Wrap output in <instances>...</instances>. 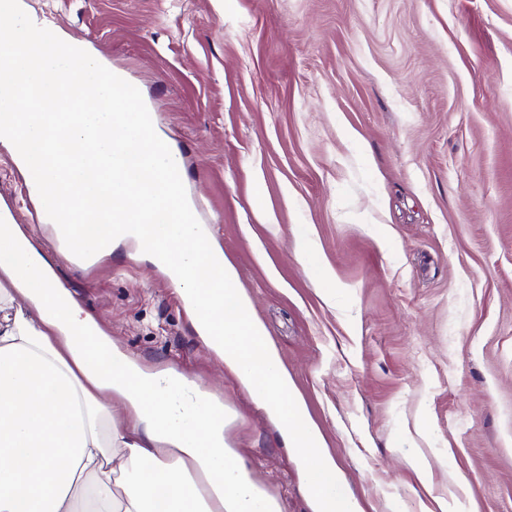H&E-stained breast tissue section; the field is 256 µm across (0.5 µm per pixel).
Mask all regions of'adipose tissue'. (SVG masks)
Returning <instances> with one entry per match:
<instances>
[{
    "label": "adipose tissue",
    "instance_id": "obj_1",
    "mask_svg": "<svg viewBox=\"0 0 512 512\" xmlns=\"http://www.w3.org/2000/svg\"><path fill=\"white\" fill-rule=\"evenodd\" d=\"M225 425L190 376L123 354L0 221V512H284Z\"/></svg>",
    "mask_w": 512,
    "mask_h": 512
}]
</instances>
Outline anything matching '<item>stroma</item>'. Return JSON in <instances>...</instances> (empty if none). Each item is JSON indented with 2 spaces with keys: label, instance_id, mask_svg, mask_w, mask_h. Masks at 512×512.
Listing matches in <instances>:
<instances>
[{
  "label": "stroma",
  "instance_id": "obj_1",
  "mask_svg": "<svg viewBox=\"0 0 512 512\" xmlns=\"http://www.w3.org/2000/svg\"><path fill=\"white\" fill-rule=\"evenodd\" d=\"M26 3L139 89L363 512H512V0ZM0 205L56 255L1 146ZM56 273L143 369L223 403L285 512H313L295 452L136 242Z\"/></svg>",
  "mask_w": 512,
  "mask_h": 512
}]
</instances>
